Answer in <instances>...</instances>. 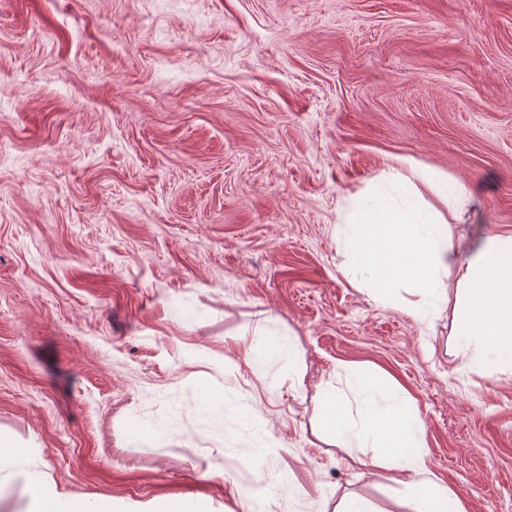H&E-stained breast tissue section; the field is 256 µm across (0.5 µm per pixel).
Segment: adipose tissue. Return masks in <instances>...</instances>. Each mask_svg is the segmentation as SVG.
Listing matches in <instances>:
<instances>
[{
	"instance_id": "adipose-tissue-1",
	"label": "adipose tissue",
	"mask_w": 512,
	"mask_h": 512,
	"mask_svg": "<svg viewBox=\"0 0 512 512\" xmlns=\"http://www.w3.org/2000/svg\"><path fill=\"white\" fill-rule=\"evenodd\" d=\"M395 181L400 202L378 190L355 196L336 224L346 273L377 299L408 289L413 296L408 310L425 320L447 303L444 280L456 273L462 290L455 305L456 335L479 345L489 364L511 365L512 236L488 237L474 254L460 258L448 240L446 219L423 207L409 177ZM352 393L358 405L354 419L335 393L323 394V430L342 443L370 449L366 465L406 478L412 512H467L448 487L427 479L423 429L399 392L386 379L359 370L352 374Z\"/></svg>"
}]
</instances>
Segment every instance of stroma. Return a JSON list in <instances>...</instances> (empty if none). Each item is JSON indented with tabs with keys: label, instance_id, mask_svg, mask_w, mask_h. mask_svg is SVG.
<instances>
[{
	"label": "stroma",
	"instance_id": "stroma-1",
	"mask_svg": "<svg viewBox=\"0 0 512 512\" xmlns=\"http://www.w3.org/2000/svg\"><path fill=\"white\" fill-rule=\"evenodd\" d=\"M414 167L460 256L512 235V0H0V512H410L319 428L351 365L430 479L512 512V366L457 340L456 275L424 321L341 270L350 197ZM265 329L295 351L249 367ZM28 512H121L111 501H100L93 506L64 494L33 496ZM147 512H207L202 503H190L182 498L169 497L152 501Z\"/></svg>",
	"mask_w": 512,
	"mask_h": 512
}]
</instances>
